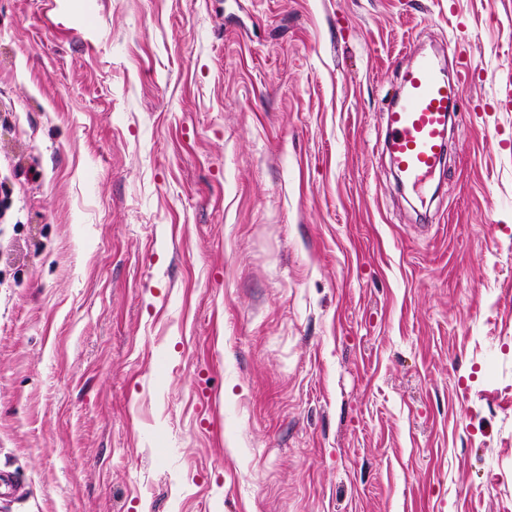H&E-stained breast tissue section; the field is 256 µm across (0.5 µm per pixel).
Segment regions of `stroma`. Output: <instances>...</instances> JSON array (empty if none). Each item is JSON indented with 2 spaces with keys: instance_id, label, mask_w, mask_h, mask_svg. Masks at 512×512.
<instances>
[{
  "instance_id": "1",
  "label": "stroma",
  "mask_w": 512,
  "mask_h": 512,
  "mask_svg": "<svg viewBox=\"0 0 512 512\" xmlns=\"http://www.w3.org/2000/svg\"><path fill=\"white\" fill-rule=\"evenodd\" d=\"M511 91L512 0H0V512H504ZM407 50L415 60L402 76V98L386 111V148L404 184L421 189L444 162L448 105L455 89L448 88L432 57L411 45Z\"/></svg>"
}]
</instances>
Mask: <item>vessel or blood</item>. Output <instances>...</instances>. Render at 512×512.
<instances>
[{
    "label": "vessel or blood",
    "instance_id": "vessel-or-blood-1",
    "mask_svg": "<svg viewBox=\"0 0 512 512\" xmlns=\"http://www.w3.org/2000/svg\"><path fill=\"white\" fill-rule=\"evenodd\" d=\"M402 97L386 111V148L404 183L425 187L446 154L448 106L455 98L435 60L416 53L401 82Z\"/></svg>",
    "mask_w": 512,
    "mask_h": 512
}]
</instances>
